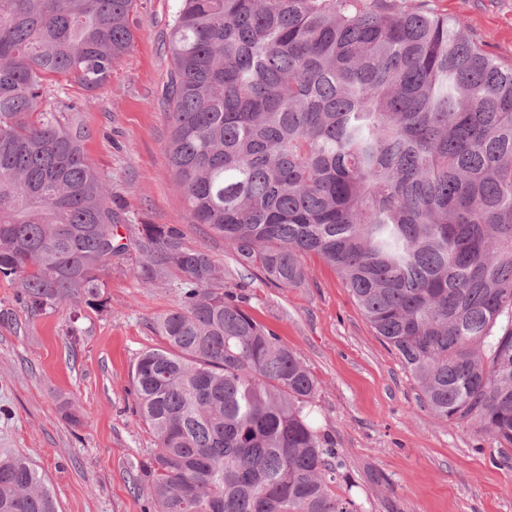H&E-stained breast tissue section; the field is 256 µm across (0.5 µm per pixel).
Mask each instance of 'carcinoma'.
<instances>
[{
    "label": "carcinoma",
    "mask_w": 512,
    "mask_h": 512,
    "mask_svg": "<svg viewBox=\"0 0 512 512\" xmlns=\"http://www.w3.org/2000/svg\"><path fill=\"white\" fill-rule=\"evenodd\" d=\"M423 0H178L166 156L190 217L280 288L319 255L423 404L512 447V65ZM135 0H0V278L40 315L107 306L128 244L81 137L44 106L131 49ZM180 307L136 357L156 512H355L319 383L174 224H130ZM0 512H57L20 453Z\"/></svg>",
    "instance_id": "cac0c4a2"
}]
</instances>
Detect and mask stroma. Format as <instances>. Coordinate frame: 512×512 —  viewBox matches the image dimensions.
I'll return each mask as SVG.
<instances>
[{
  "label": "stroma",
  "mask_w": 512,
  "mask_h": 512,
  "mask_svg": "<svg viewBox=\"0 0 512 512\" xmlns=\"http://www.w3.org/2000/svg\"><path fill=\"white\" fill-rule=\"evenodd\" d=\"M427 2L496 62L512 64V0ZM176 9L177 0H137L133 46L109 82L89 93L56 88L46 99L54 111L77 102L70 123L123 218L115 234L126 235L130 224H174L209 250L227 286L317 379L312 419L344 461L336 491L356 512H512V447L424 407L399 357L330 266L304 256L305 282L280 288L240 270L223 239L192 221L165 154ZM138 257L129 248L102 271V312L64 305L33 317L0 279V452L32 462L59 512H153L142 473L154 437L133 411L129 371L138 353L159 345L154 321L180 297L169 285L141 287ZM69 400L80 424L62 414Z\"/></svg>",
  "instance_id": "1"
}]
</instances>
